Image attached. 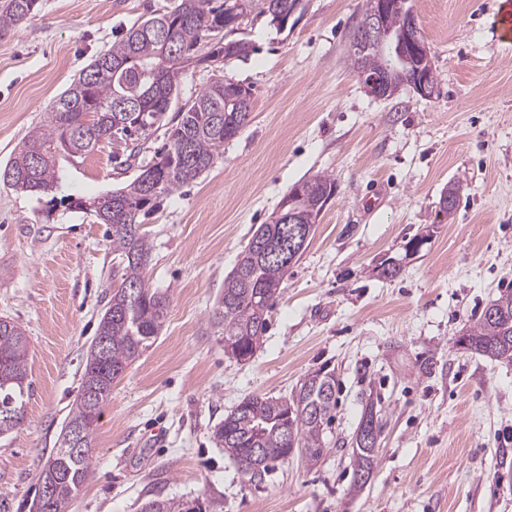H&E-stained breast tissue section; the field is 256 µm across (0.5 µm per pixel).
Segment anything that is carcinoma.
<instances>
[{
  "instance_id": "obj_1",
  "label": "carcinoma",
  "mask_w": 512,
  "mask_h": 512,
  "mask_svg": "<svg viewBox=\"0 0 512 512\" xmlns=\"http://www.w3.org/2000/svg\"><path fill=\"white\" fill-rule=\"evenodd\" d=\"M180 0L171 11L152 16L133 25L124 38L100 54L83 69L66 90L47 109V120L34 128L13 150L0 169L12 175L8 185L21 192L48 193L59 184L56 156L65 152L82 156L103 141L116 136L132 137L135 133L160 122L169 101L177 97L183 61L180 54L199 45L211 47L208 56L224 59L245 57L250 45L244 41L215 40L224 29V18L237 19L254 15L268 17L281 27L285 12L299 0ZM396 5L388 19L393 33L402 30L412 6L409 0H394ZM37 0H0V38L23 25L34 13ZM166 30L177 54L164 49L152 30ZM125 67L115 73L112 64ZM414 67L395 61L391 79L405 83ZM119 98L139 104L136 112L116 116L113 104ZM244 109L241 89L227 78L214 79L200 94L179 108V120L170 128L169 144L158 153L150 168L163 183L159 192L146 194L143 181L136 178L127 186L106 194L105 201L93 209L103 224L112 225V251L121 256V286L112 293L98 325L97 335L87 353L81 389L67 415L66 424L74 422L84 429L85 448L64 456L53 449L47 461L56 472L53 491L44 504V512H70L74 501L93 471L92 440L103 403L85 398V392L107 389L130 364L157 338L168 310L167 296L150 287L146 269L152 244L140 232V216L148 213L155 200L173 192L209 170L219 150L228 140L224 121H236ZM125 126L115 128L114 118ZM288 225L262 224L252 234L236 266L224 279V291L212 320L221 328L224 343H241L253 351L263 337L273 299L297 258H266L256 253L263 241L279 240ZM499 318L491 320L481 313L469 328L458 336L456 347L475 352L491 360L512 359V294H502L493 301ZM108 340V363L112 373L101 370L98 341ZM29 341L26 330L18 323L0 319V404L11 398L25 404L30 388L27 381ZM336 410V376L322 368L308 373L299 388L286 399L252 395L243 398L224 420L214 427L217 444L250 477L268 472L271 464L285 460L287 449L304 451L307 462L321 461L326 448V432ZM356 472L371 473L378 461L377 446L362 444L353 438ZM264 449L267 464L262 470L253 467L250 449ZM147 512H189L188 505L172 499L155 498L144 503Z\"/></svg>"
}]
</instances>
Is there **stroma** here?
Segmentation results:
<instances>
[{
	"instance_id": "stroma-1",
	"label": "stroma",
	"mask_w": 512,
	"mask_h": 512,
	"mask_svg": "<svg viewBox=\"0 0 512 512\" xmlns=\"http://www.w3.org/2000/svg\"><path fill=\"white\" fill-rule=\"evenodd\" d=\"M178 0H39L0 39V167L49 103L136 22ZM438 90L377 99L349 61L364 0H301L287 27L246 17L249 56L185 69L180 101L211 78L253 90V108L213 166L158 199L142 225L165 326L112 385L93 434L94 472L71 512H140L151 498L206 512H512V362L453 339L512 290V43L498 0H410ZM178 103L133 148L60 155L59 189L0 183V319L29 339L27 420L0 435V512H29L56 448L120 259L108 225L71 199L123 187L155 159ZM336 181L291 266L253 357L224 351L211 316L259 225L299 181ZM460 188L451 216L439 212ZM424 237L418 253L408 242ZM402 265L392 279L377 269ZM336 374L329 451L251 480L213 438L244 397H287L320 367ZM382 421L364 486L351 439L367 402Z\"/></svg>"
}]
</instances>
